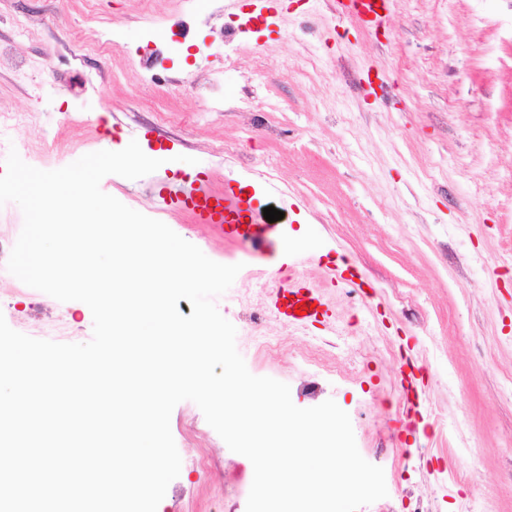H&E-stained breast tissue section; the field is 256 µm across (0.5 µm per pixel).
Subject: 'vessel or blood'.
<instances>
[{
    "label": "vessel or blood",
    "mask_w": 512,
    "mask_h": 512,
    "mask_svg": "<svg viewBox=\"0 0 512 512\" xmlns=\"http://www.w3.org/2000/svg\"><path fill=\"white\" fill-rule=\"evenodd\" d=\"M388 3L389 0H335V11L340 16L355 14L379 24ZM167 192L171 203L189 213L195 223L225 225L230 235L240 240L258 248L270 246L273 226L257 223L252 199L242 198L233 185H225L223 193L218 194L202 183L172 182ZM301 303L306 309L299 315L295 307ZM272 307L279 317L295 325L314 321L329 311L321 293L291 281L273 290Z\"/></svg>",
    "instance_id": "b4317fda"
}]
</instances>
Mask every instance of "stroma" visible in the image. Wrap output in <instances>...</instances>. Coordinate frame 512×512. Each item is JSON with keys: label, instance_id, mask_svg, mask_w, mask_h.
<instances>
[{"label": "stroma", "instance_id": "stroma-1", "mask_svg": "<svg viewBox=\"0 0 512 512\" xmlns=\"http://www.w3.org/2000/svg\"><path fill=\"white\" fill-rule=\"evenodd\" d=\"M190 0H99L118 38L100 55L71 53L93 28L79 0H0V42L25 75L0 68V110L29 115L16 150L42 170L137 141L160 160L131 180L105 176L103 192L153 216L165 184L200 178L214 191L236 181L294 246L295 277L321 289L331 326L298 328L267 313L278 262L252 256L185 211L163 221L221 264H241L217 298L237 329L248 370L289 385L301 408L334 400L356 444L384 470L388 495L358 512H512V0H389L386 20L336 17L329 0H280L275 25L230 33L256 0H216L193 39L150 81L135 56ZM35 38L18 39L16 21ZM279 112L282 134L257 133L252 115ZM51 145L55 158L43 160ZM23 226L0 205V298L8 325L36 339L85 343L93 318L6 268ZM363 276L356 294L334 284L342 263ZM278 351L258 353L247 317ZM423 365V412L398 413L399 356ZM170 428L181 457L157 512H246L248 458L232 452L190 401ZM219 461L222 476L195 464ZM453 470L465 481L449 483Z\"/></svg>", "mask_w": 512, "mask_h": 512}]
</instances>
